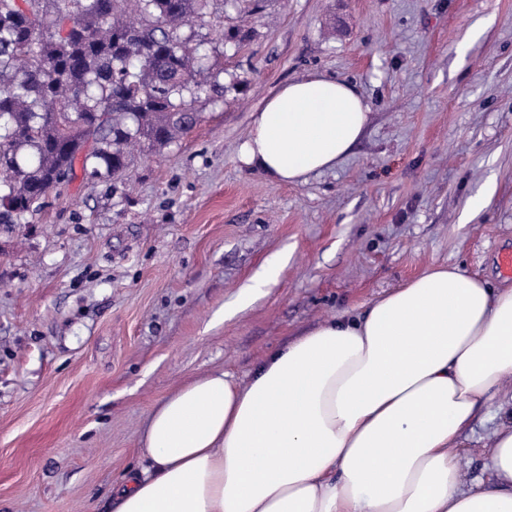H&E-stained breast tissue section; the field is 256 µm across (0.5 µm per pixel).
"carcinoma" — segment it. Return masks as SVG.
I'll return each mask as SVG.
<instances>
[{"instance_id": "carcinoma-1", "label": "carcinoma", "mask_w": 512, "mask_h": 512, "mask_svg": "<svg viewBox=\"0 0 512 512\" xmlns=\"http://www.w3.org/2000/svg\"><path fill=\"white\" fill-rule=\"evenodd\" d=\"M210 0H0V219L33 215L77 170L118 178L129 148L198 123L219 66L180 29Z\"/></svg>"}]
</instances>
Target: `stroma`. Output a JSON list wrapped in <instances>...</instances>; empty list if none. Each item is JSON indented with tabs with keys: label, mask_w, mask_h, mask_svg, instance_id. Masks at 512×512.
<instances>
[{
	"label": "stroma",
	"mask_w": 512,
	"mask_h": 512,
	"mask_svg": "<svg viewBox=\"0 0 512 512\" xmlns=\"http://www.w3.org/2000/svg\"><path fill=\"white\" fill-rule=\"evenodd\" d=\"M181 33L224 86L193 131L0 224V512H109L160 400L248 379L428 268L512 282V0H213ZM311 71L369 122L336 168L276 184L238 149Z\"/></svg>",
	"instance_id": "stroma-1"
}]
</instances>
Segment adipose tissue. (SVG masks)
Instances as JSON below:
<instances>
[{"label": "adipose tissue", "instance_id": "obj_1", "mask_svg": "<svg viewBox=\"0 0 512 512\" xmlns=\"http://www.w3.org/2000/svg\"><path fill=\"white\" fill-rule=\"evenodd\" d=\"M368 115L354 84L309 73L253 113L239 159L305 182L350 153ZM510 380L512 286L434 267L248 380L214 371L162 399L112 512H512ZM482 406L498 419L489 475L469 480L459 455Z\"/></svg>", "mask_w": 512, "mask_h": 512}]
</instances>
